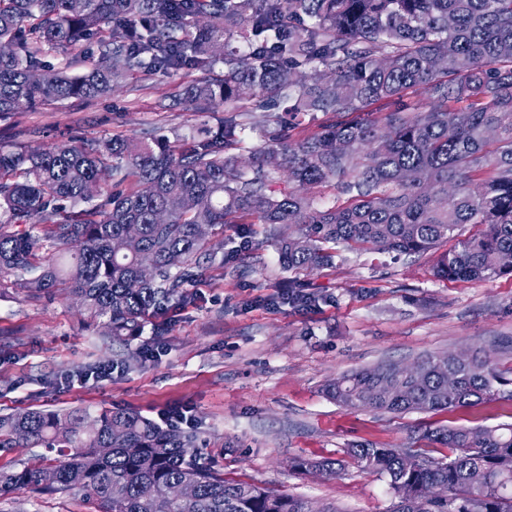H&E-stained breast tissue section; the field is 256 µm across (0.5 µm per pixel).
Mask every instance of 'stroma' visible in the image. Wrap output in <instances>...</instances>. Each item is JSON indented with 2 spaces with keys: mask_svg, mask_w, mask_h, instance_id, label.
Instances as JSON below:
<instances>
[{
  "mask_svg": "<svg viewBox=\"0 0 512 512\" xmlns=\"http://www.w3.org/2000/svg\"><path fill=\"white\" fill-rule=\"evenodd\" d=\"M198 70L135 74L111 94L25 105L0 115V149L42 150L61 143L139 138L169 140L217 124L218 103L190 105L182 90ZM245 131L242 160L297 143L328 122L322 112H257L236 105ZM217 262L195 287L196 303L165 330L112 341L66 292L54 297L0 290V416L21 410L133 408L157 419L190 407L203 462L226 479L331 506L337 512H391L386 479L346 462L336 475H307L299 457L342 458L353 442L405 448L427 426L512 422V401L493 399L453 412L392 414L346 410L323 392L336 377L430 354L490 353L512 368V274L475 282L432 276L436 252L400 257L340 251L333 266L291 273L279 263L270 228L247 217L225 225ZM318 296L315 309L268 305L287 285ZM158 356L128 368L143 345ZM113 367L106 380L90 379ZM0 512H92L75 491L0 496Z\"/></svg>",
  "mask_w": 512,
  "mask_h": 512,
  "instance_id": "stroma-1",
  "label": "stroma"
}]
</instances>
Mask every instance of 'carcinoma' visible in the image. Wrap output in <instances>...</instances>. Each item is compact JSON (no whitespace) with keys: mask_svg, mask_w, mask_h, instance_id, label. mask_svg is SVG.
I'll return each instance as SVG.
<instances>
[{"mask_svg":"<svg viewBox=\"0 0 512 512\" xmlns=\"http://www.w3.org/2000/svg\"><path fill=\"white\" fill-rule=\"evenodd\" d=\"M99 60L53 65L102 31ZM239 36L246 49L229 48ZM224 74L183 90L187 102L258 100L269 112H332L335 120L296 145L242 165L233 110L216 130L0 150V288H65L114 340L196 297L189 286L214 261L212 237L240 216L269 224L290 271L333 263L340 249L397 255L436 251L466 224L485 230L440 253L433 275L482 281L511 274L512 0H0V112L23 104L106 95L135 72ZM418 87L421 112L370 118V107ZM135 188L91 205L103 172ZM286 177L283 188L273 183ZM337 181L349 204L320 211L300 192ZM135 228L139 246L114 241ZM457 390L444 392L445 377ZM345 409L390 413L471 407L503 395L512 378L478 354H436L405 375L399 364L343 374L325 387ZM427 448L358 443L348 457L387 479L392 512H512V424L438 426ZM31 442L20 469H0V493L77 491L96 512H308L306 502L229 481L197 461V436L131 408L23 410L0 417V453ZM433 448L448 454L436 458ZM340 461L301 458L309 474ZM485 473L482 488L470 483ZM191 482L176 499L170 490Z\"/></svg>","mask_w":512,"mask_h":512,"instance_id":"obj_1","label":"carcinoma"}]
</instances>
